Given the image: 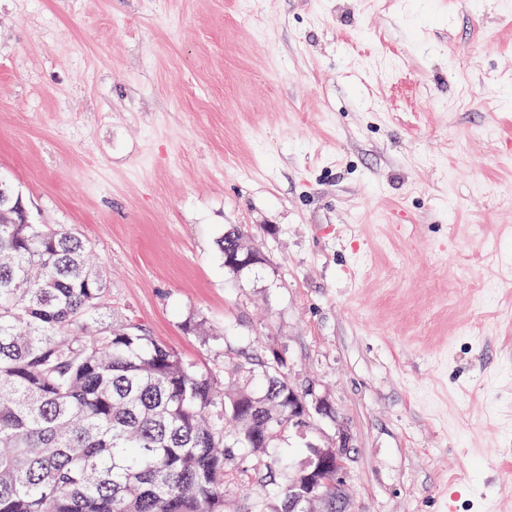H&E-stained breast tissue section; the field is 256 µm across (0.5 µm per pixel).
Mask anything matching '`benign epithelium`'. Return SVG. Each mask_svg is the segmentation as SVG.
I'll return each mask as SVG.
<instances>
[{
    "instance_id": "1",
    "label": "benign epithelium",
    "mask_w": 512,
    "mask_h": 512,
    "mask_svg": "<svg viewBox=\"0 0 512 512\" xmlns=\"http://www.w3.org/2000/svg\"><path fill=\"white\" fill-rule=\"evenodd\" d=\"M263 261V256L255 249L249 247L244 241L239 240L233 252V257L227 260V265L233 269L241 266ZM297 424L299 429H309L316 425V422L327 415V406L323 399L316 395L313 385L309 384L296 393ZM350 437L347 433L340 431L332 443L324 448L318 449L319 462L315 468L298 475L292 486L300 488V491L293 493V504L304 502L308 505L318 503L322 509L329 507L328 498L321 492L314 491L318 486L317 477L322 474H332L336 486L343 485L347 473L348 451Z\"/></svg>"
}]
</instances>
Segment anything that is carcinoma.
Returning <instances> with one entry per match:
<instances>
[{"label":"carcinoma","instance_id":"carcinoma-1","mask_svg":"<svg viewBox=\"0 0 512 512\" xmlns=\"http://www.w3.org/2000/svg\"><path fill=\"white\" fill-rule=\"evenodd\" d=\"M92 248L0 205V512H225L232 473L288 508L266 450L296 427L283 359L221 391L143 326L106 324Z\"/></svg>","mask_w":512,"mask_h":512}]
</instances>
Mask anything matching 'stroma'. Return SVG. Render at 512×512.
<instances>
[{"label": "stroma", "instance_id": "1", "mask_svg": "<svg viewBox=\"0 0 512 512\" xmlns=\"http://www.w3.org/2000/svg\"><path fill=\"white\" fill-rule=\"evenodd\" d=\"M0 178L107 323L314 384L350 512H512V0H0ZM236 256H239L242 260H234ZM263 260V256L258 251L249 247L243 240H239L236 242V246L232 254V257L227 260L226 265L231 266L232 269H237L241 266L243 267H241L238 270H231L224 264V268L226 269L229 275L239 276L244 271L249 270L254 266H257L248 264L261 262Z\"/></svg>", "mask_w": 512, "mask_h": 512}]
</instances>
